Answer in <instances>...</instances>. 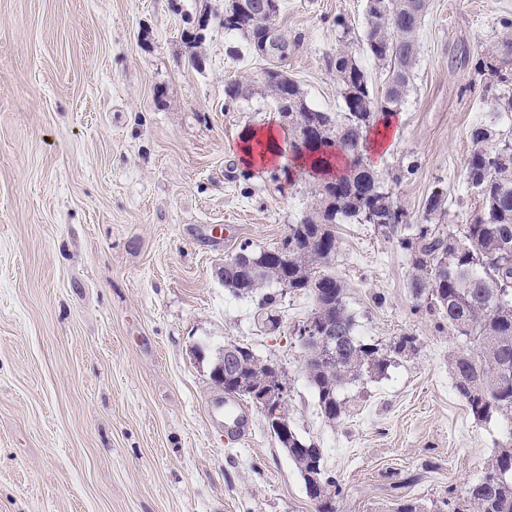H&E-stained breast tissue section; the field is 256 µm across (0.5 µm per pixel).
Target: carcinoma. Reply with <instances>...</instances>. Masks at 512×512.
Returning <instances> with one entry per match:
<instances>
[{
	"label": "carcinoma",
	"instance_id": "obj_1",
	"mask_svg": "<svg viewBox=\"0 0 512 512\" xmlns=\"http://www.w3.org/2000/svg\"><path fill=\"white\" fill-rule=\"evenodd\" d=\"M368 0L362 47L385 67L387 91L373 95L367 76L351 53L340 50L332 66L336 71L344 112L318 113L309 107L299 84L271 65L267 96L279 90L288 94L296 120L313 124L310 134L327 133L336 140L346 169L333 185L315 181L310 188L311 205L300 221L288 225L294 245L278 256L276 248H252L246 242L239 251L267 260V278L251 279L236 270H224V287L236 296L257 302L263 324L274 331L283 292L278 280L288 281V292H303L322 308L323 322L336 330V344L326 349L308 347L307 379L313 388L322 418L333 424L346 414L340 391L365 378L383 376L392 359L416 351V337L403 335L390 345L368 343L354 334L355 320L346 302L342 280L329 268L338 248L335 224L354 219L374 224L411 260L408 286L417 300L416 310L426 309L448 322L467 348L449 361L453 388L476 422L493 418L510 425L499 449L489 460L479 482L466 490L473 512H512V141L501 138L496 120L512 118V19L500 20L497 39L478 60L479 71L505 89L493 95L491 118L470 129L472 144L466 167L468 186L481 202L482 214L472 224L453 231L434 224L442 215L440 196L424 206L425 223L409 224L406 214L370 168L355 158L362 155L367 134L375 132L405 99L419 53V32L427 0ZM224 31L236 32L255 48L263 28L245 11L229 4ZM237 377L257 381L266 374L265 359L250 349L240 351ZM279 445L306 476L322 468L318 448L295 432L288 440L274 433ZM327 499L322 512H336L335 502L344 494L342 484L323 473Z\"/></svg>",
	"mask_w": 512,
	"mask_h": 512
}]
</instances>
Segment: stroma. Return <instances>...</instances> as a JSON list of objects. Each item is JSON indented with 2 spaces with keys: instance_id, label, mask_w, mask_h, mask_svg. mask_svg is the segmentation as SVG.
I'll list each match as a JSON object with an SVG mask.
<instances>
[{
  "instance_id": "1",
  "label": "stroma",
  "mask_w": 512,
  "mask_h": 512,
  "mask_svg": "<svg viewBox=\"0 0 512 512\" xmlns=\"http://www.w3.org/2000/svg\"><path fill=\"white\" fill-rule=\"evenodd\" d=\"M227 4L0 0V512H316L256 406L233 434L210 377L231 343L287 369L291 424L342 484L338 512L461 504L507 430L456 395L463 342L415 312L410 264L373 225L336 227L355 333L418 349L347 386L336 423L292 336L311 297L287 294L268 333L225 288V259L277 246L312 183L282 174L293 160L266 63L225 32ZM505 16L512 0H427L410 90L385 148L365 154L408 223L432 194L445 223L480 213L465 170L492 93L476 60ZM278 24L301 39L285 68L308 104L342 111L330 60L362 37L366 0H281ZM233 80L248 97L228 101ZM268 126L276 162L244 164L242 137Z\"/></svg>"
}]
</instances>
